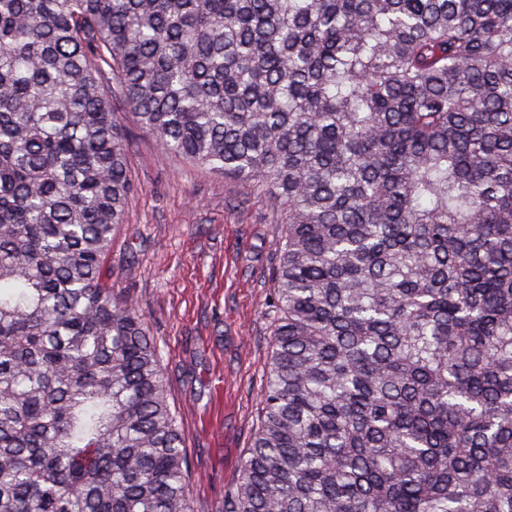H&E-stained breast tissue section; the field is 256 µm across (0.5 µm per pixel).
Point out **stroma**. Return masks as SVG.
<instances>
[{
  "label": "stroma",
  "mask_w": 512,
  "mask_h": 512,
  "mask_svg": "<svg viewBox=\"0 0 512 512\" xmlns=\"http://www.w3.org/2000/svg\"><path fill=\"white\" fill-rule=\"evenodd\" d=\"M137 190L112 233L109 280L157 343L192 471L195 512H214L257 427L272 353L280 227L252 182L165 152L131 113Z\"/></svg>",
  "instance_id": "1"
}]
</instances>
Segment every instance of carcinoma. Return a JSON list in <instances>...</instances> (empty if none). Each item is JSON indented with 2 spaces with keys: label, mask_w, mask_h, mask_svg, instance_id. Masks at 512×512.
Wrapping results in <instances>:
<instances>
[{
  "label": "carcinoma",
  "mask_w": 512,
  "mask_h": 512,
  "mask_svg": "<svg viewBox=\"0 0 512 512\" xmlns=\"http://www.w3.org/2000/svg\"><path fill=\"white\" fill-rule=\"evenodd\" d=\"M120 104L282 225L218 512H512V0H0V512H194Z\"/></svg>",
  "instance_id": "cac0c4a2"
}]
</instances>
